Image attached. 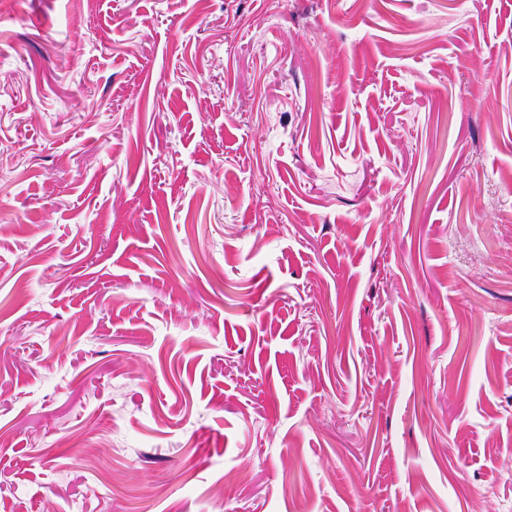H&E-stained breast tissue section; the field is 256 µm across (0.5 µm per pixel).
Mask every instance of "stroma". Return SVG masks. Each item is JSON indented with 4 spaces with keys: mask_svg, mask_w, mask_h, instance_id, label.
I'll return each mask as SVG.
<instances>
[{
    "mask_svg": "<svg viewBox=\"0 0 512 512\" xmlns=\"http://www.w3.org/2000/svg\"><path fill=\"white\" fill-rule=\"evenodd\" d=\"M512 512V0H0V512Z\"/></svg>",
    "mask_w": 512,
    "mask_h": 512,
    "instance_id": "35a3bbf8",
    "label": "stroma"
}]
</instances>
